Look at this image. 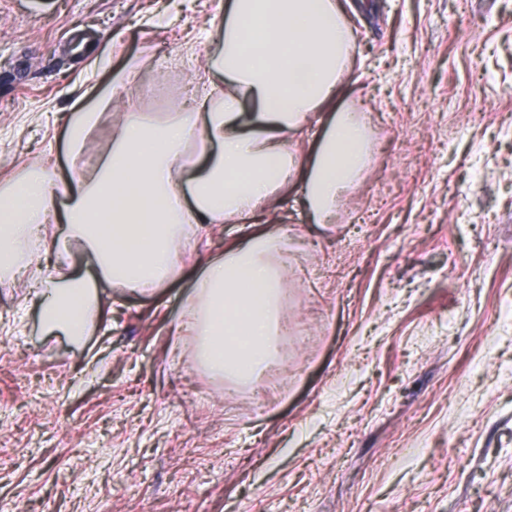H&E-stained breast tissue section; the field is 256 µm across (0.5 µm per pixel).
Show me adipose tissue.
<instances>
[{
  "instance_id": "ef3b65f1",
  "label": "adipose tissue",
  "mask_w": 512,
  "mask_h": 512,
  "mask_svg": "<svg viewBox=\"0 0 512 512\" xmlns=\"http://www.w3.org/2000/svg\"><path fill=\"white\" fill-rule=\"evenodd\" d=\"M351 0H224L203 28L206 83L188 111L152 121L112 113V141L68 183L41 165L0 185V281L28 271L55 218L70 246L67 271L36 283L43 328L83 342L103 310L102 284L150 295L170 282L191 225L247 223L302 182L315 223L336 219V200L370 160L369 118L336 108L352 65ZM111 98L73 112L67 144L80 155ZM316 141L300 159L298 146ZM285 235H248L208 263L182 317L199 336L212 375L248 384L278 359Z\"/></svg>"
}]
</instances>
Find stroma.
<instances>
[{
    "mask_svg": "<svg viewBox=\"0 0 512 512\" xmlns=\"http://www.w3.org/2000/svg\"><path fill=\"white\" fill-rule=\"evenodd\" d=\"M0 0V182L52 160L64 113L128 64L120 112L176 115L220 0ZM338 105L385 138L336 221L289 186L280 358L211 376L182 305L239 225L202 228L154 295L105 287L84 344L46 333L37 274L0 283V512H512V0H370ZM152 25H143L146 14Z\"/></svg>",
    "mask_w": 512,
    "mask_h": 512,
    "instance_id": "1",
    "label": "stroma"
}]
</instances>
